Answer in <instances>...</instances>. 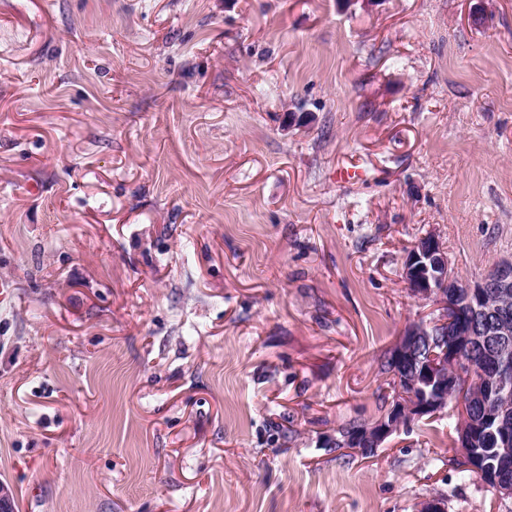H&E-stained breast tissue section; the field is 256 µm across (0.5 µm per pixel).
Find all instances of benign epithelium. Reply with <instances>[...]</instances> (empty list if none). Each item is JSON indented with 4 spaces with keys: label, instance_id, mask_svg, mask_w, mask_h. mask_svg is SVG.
I'll list each match as a JSON object with an SVG mask.
<instances>
[{
    "label": "benign epithelium",
    "instance_id": "7a95c632",
    "mask_svg": "<svg viewBox=\"0 0 512 512\" xmlns=\"http://www.w3.org/2000/svg\"><path fill=\"white\" fill-rule=\"evenodd\" d=\"M451 263L448 251L440 237L428 233L418 239L408 252L403 279L410 294L422 301L433 302L440 311L452 306L465 307L481 312L489 317H498V325L503 331L512 327L509 316L497 312L499 300L512 294V262L504 261L495 265L487 274L465 286V299L457 302L452 278L448 277ZM448 291H443V287ZM432 324L419 321L405 326L393 346L399 369L392 373L398 388L394 403L389 413L373 423L357 428L346 442L356 448L373 451L383 447L386 441L406 422L418 420L424 416L438 417L448 405L443 393L448 390V362L461 358L462 348L451 345L442 346L436 352L431 340ZM450 336H462L465 347L473 349L485 342L488 330L474 325L448 332ZM508 346L500 348L502 359L498 363L494 376L487 375L483 363H469L470 374L477 379H484L496 387L507 384L509 370ZM464 466L477 474L482 480L493 485L503 498H512V480L503 478L500 468L512 461V439L509 432L502 433L496 459L490 460L478 448L469 446L458 448ZM415 512H448V499L443 496L427 498L417 504Z\"/></svg>",
    "mask_w": 512,
    "mask_h": 512
}]
</instances>
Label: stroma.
Masks as SVG:
<instances>
[{"mask_svg": "<svg viewBox=\"0 0 512 512\" xmlns=\"http://www.w3.org/2000/svg\"><path fill=\"white\" fill-rule=\"evenodd\" d=\"M512 260V0H0V484L14 512H512L447 420L331 447ZM449 268V270H448ZM403 279L410 294L422 301H432L445 313L448 306L473 309L483 313L487 318L498 316V326L509 335L510 318L512 316V300L508 303V315L499 314L496 308L499 300L512 294V262L504 261L495 265L487 274L464 288H457L460 297L465 291V299L457 303V293L453 288L452 278L459 282L454 269L448 259L440 237L436 233H427L420 237L408 252L404 267ZM439 285L448 286V291L438 288Z\"/></svg>", "mask_w": 512, "mask_h": 512, "instance_id": "obj_1", "label": "stroma"}]
</instances>
